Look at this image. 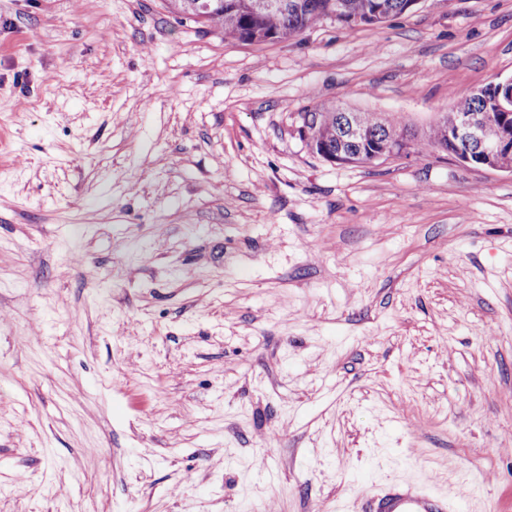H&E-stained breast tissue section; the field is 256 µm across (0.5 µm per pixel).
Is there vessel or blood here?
<instances>
[{"instance_id": "obj_1", "label": "vessel or blood", "mask_w": 512, "mask_h": 512, "mask_svg": "<svg viewBox=\"0 0 512 512\" xmlns=\"http://www.w3.org/2000/svg\"><path fill=\"white\" fill-rule=\"evenodd\" d=\"M354 512H459V500L424 483L396 482L358 495Z\"/></svg>"}]
</instances>
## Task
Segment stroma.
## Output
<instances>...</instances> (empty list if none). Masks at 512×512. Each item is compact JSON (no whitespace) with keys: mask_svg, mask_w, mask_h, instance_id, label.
Returning a JSON list of instances; mask_svg holds the SVG:
<instances>
[{"mask_svg":"<svg viewBox=\"0 0 512 512\" xmlns=\"http://www.w3.org/2000/svg\"><path fill=\"white\" fill-rule=\"evenodd\" d=\"M510 77L512 0L263 44L0 0V512H512V174L297 131ZM455 495H438L426 483L396 482L357 496L354 512H458Z\"/></svg>","mask_w":512,"mask_h":512,"instance_id":"obj_1","label":"stroma"}]
</instances>
